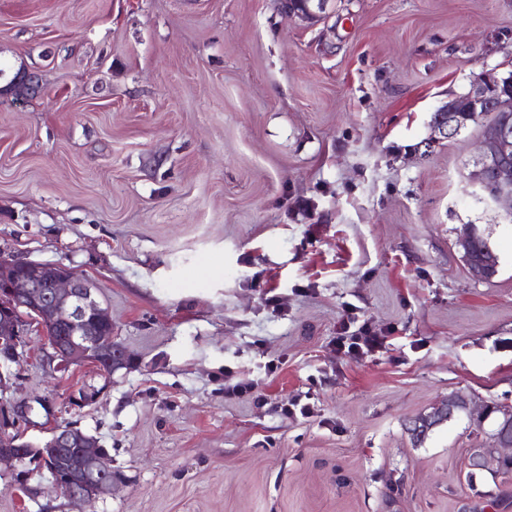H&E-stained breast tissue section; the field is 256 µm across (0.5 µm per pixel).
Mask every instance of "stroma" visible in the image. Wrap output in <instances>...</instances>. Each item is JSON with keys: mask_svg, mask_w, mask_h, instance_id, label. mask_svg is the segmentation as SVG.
<instances>
[{"mask_svg": "<svg viewBox=\"0 0 512 512\" xmlns=\"http://www.w3.org/2000/svg\"><path fill=\"white\" fill-rule=\"evenodd\" d=\"M490 69L512 72V0H329L312 26L275 0H0V256L96 283L131 358L54 372L31 325L0 403L34 404L25 439L108 450L90 512H512V472L469 465L512 404V218L469 183L478 125L429 140ZM349 314L381 349L337 350ZM452 393L469 412L416 441ZM30 483L1 466L0 512H71ZM475 228V227H474ZM476 230V228H475ZM473 228L460 239L459 247L461 248L462 260L471 277L478 282L492 280L497 275L498 260L488 259L495 254L490 248L487 240L476 230L475 240L472 246ZM472 250V259L470 253ZM496 255V254H495ZM484 259V262H482Z\"/></svg>", "mask_w": 512, "mask_h": 512, "instance_id": "obj_1", "label": "stroma"}]
</instances>
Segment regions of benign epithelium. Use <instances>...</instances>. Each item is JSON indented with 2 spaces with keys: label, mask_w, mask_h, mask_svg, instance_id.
<instances>
[{
  "label": "benign epithelium",
  "mask_w": 512,
  "mask_h": 512,
  "mask_svg": "<svg viewBox=\"0 0 512 512\" xmlns=\"http://www.w3.org/2000/svg\"><path fill=\"white\" fill-rule=\"evenodd\" d=\"M287 17L320 20L326 0H315L317 10L297 13L289 0H276ZM469 107L461 109L453 97L439 109L435 128L444 139L457 136L462 127L482 122L481 139L470 178L479 199L506 210L512 208V123L496 122L500 113L512 115V73L504 77L494 70L481 73L466 94ZM473 231L459 241L462 260L471 277L484 282L497 275L498 260L475 263L470 259ZM29 279H20V271ZM38 321L46 332L45 361L54 372H65L85 363L114 372L130 356L112 334L99 331L112 320L97 295V286L61 265L5 259L0 256V391L11 380L9 365L23 355L27 320ZM102 389L88 386L71 396V405L84 407L95 402ZM461 405L460 396L448 395L436 412L414 420L411 434L419 439L435 426L450 419ZM31 407L0 404V464L10 467L15 480L26 485L32 469L47 470L52 485L67 496L69 503L93 504L112 492V464L99 451L98 438L73 425L57 428L41 445L18 442L5 430L15 422L29 420ZM504 421L497 435L498 449L512 447V408L502 409Z\"/></svg>",
  "instance_id": "1"
}]
</instances>
